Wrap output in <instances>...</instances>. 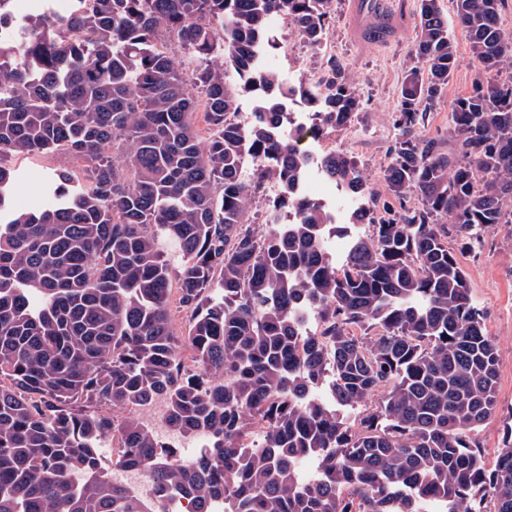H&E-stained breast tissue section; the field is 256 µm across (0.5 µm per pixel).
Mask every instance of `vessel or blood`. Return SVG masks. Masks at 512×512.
<instances>
[{"label": "vessel or blood", "instance_id": "obj_1", "mask_svg": "<svg viewBox=\"0 0 512 512\" xmlns=\"http://www.w3.org/2000/svg\"><path fill=\"white\" fill-rule=\"evenodd\" d=\"M346 28L358 45L386 47L413 22L412 0H346Z\"/></svg>", "mask_w": 512, "mask_h": 512}]
</instances>
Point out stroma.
Here are the masks:
<instances>
[{
	"label": "stroma",
	"instance_id": "stroma-1",
	"mask_svg": "<svg viewBox=\"0 0 512 512\" xmlns=\"http://www.w3.org/2000/svg\"><path fill=\"white\" fill-rule=\"evenodd\" d=\"M441 7L450 18L448 29L457 46L459 65L449 77L440 102L428 108L419 135L444 144L448 141V105L470 92L479 71L466 33L452 20V0H441ZM278 37L281 47L266 56L264 64L278 70L287 82L298 83L311 69L324 67L333 56L339 63L337 77L357 84L363 99L362 110L347 129L327 133L326 142L355 159L372 183L381 184L395 143L394 114L413 62L415 29H408L389 47L355 45L345 28L344 0H333L324 52L294 41L287 25L280 26ZM9 164L18 171L10 193L13 206L20 211L28 209L32 198L42 191L48 172L81 171L80 162L64 150L17 154ZM457 256L467 273L473 301L484 313L487 334L500 356L497 411L475 435L480 447L492 458L502 446L505 430L512 425V224L488 229L480 248L459 250Z\"/></svg>",
	"mask_w": 512,
	"mask_h": 512
}]
</instances>
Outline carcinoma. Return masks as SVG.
<instances>
[{
  "label": "carcinoma",
  "instance_id": "carcinoma-1",
  "mask_svg": "<svg viewBox=\"0 0 512 512\" xmlns=\"http://www.w3.org/2000/svg\"><path fill=\"white\" fill-rule=\"evenodd\" d=\"M82 2L16 20L15 0H0V26L17 24L0 39V512H170L179 499L188 512H486V500L512 512V427L490 469L472 438L495 412L500 357L448 245L475 248L508 223L504 0H452L483 78L451 103L446 152L418 129L457 48L440 0H420L390 200L352 213L371 233L350 237L341 265L324 248L329 211L298 193L302 161L278 117L304 95L342 130L361 95L334 73L288 86L256 68L273 46L269 14L318 48L332 0ZM58 149L82 178L58 172L14 210L8 159ZM247 162L279 188L260 228L246 223ZM321 167L349 194L380 197L347 154ZM410 195L421 209L403 213ZM309 314L318 335L303 333ZM376 392L357 426L339 413ZM158 400L171 431L206 435L188 466L107 411ZM255 423L262 439L248 445ZM115 435V467L147 472L154 503L100 467Z\"/></svg>",
  "mask_w": 512,
  "mask_h": 512
}]
</instances>
